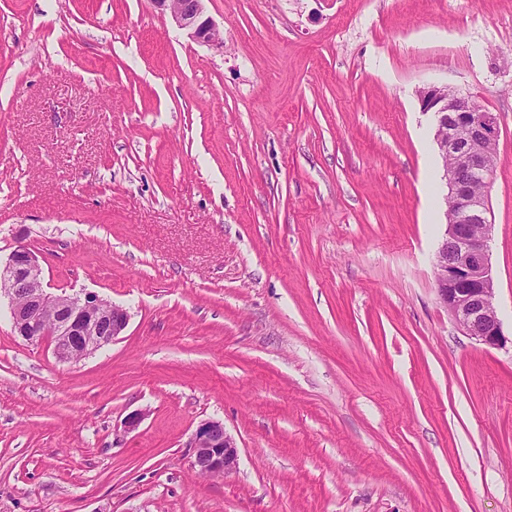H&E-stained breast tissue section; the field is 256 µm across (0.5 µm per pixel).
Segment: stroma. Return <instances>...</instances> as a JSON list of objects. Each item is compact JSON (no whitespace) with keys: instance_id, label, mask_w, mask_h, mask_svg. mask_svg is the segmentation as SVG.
Listing matches in <instances>:
<instances>
[{"instance_id":"obj_1","label":"stroma","mask_w":512,"mask_h":512,"mask_svg":"<svg viewBox=\"0 0 512 512\" xmlns=\"http://www.w3.org/2000/svg\"><path fill=\"white\" fill-rule=\"evenodd\" d=\"M205 8L223 45L150 0H0V261L130 314L69 365L0 298V512H512V0ZM428 85L500 121L498 348L434 290ZM207 419L228 475L191 464ZM192 465L201 475H228L238 463V446L219 420H206L193 434Z\"/></svg>"}]
</instances>
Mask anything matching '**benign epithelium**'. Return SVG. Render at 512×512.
I'll use <instances>...</instances> for the list:
<instances>
[{"label": "benign epithelium", "instance_id": "7a95c632", "mask_svg": "<svg viewBox=\"0 0 512 512\" xmlns=\"http://www.w3.org/2000/svg\"><path fill=\"white\" fill-rule=\"evenodd\" d=\"M151 2L190 38L223 45L220 29L205 15V0ZM418 99L421 110L434 119L443 161V200L453 209L434 256V289L464 335L479 345L498 347L504 337L495 306L493 223L488 218L489 147L500 138L498 117L446 86L424 87L418 90ZM0 290L10 299L13 333L30 343L47 344L62 364H74L113 343L130 320L126 309L95 292L48 291L36 255L24 245L0 266ZM190 447L192 465L201 475L225 476L237 467L238 446L219 420L201 422Z\"/></svg>", "mask_w": 512, "mask_h": 512}]
</instances>
